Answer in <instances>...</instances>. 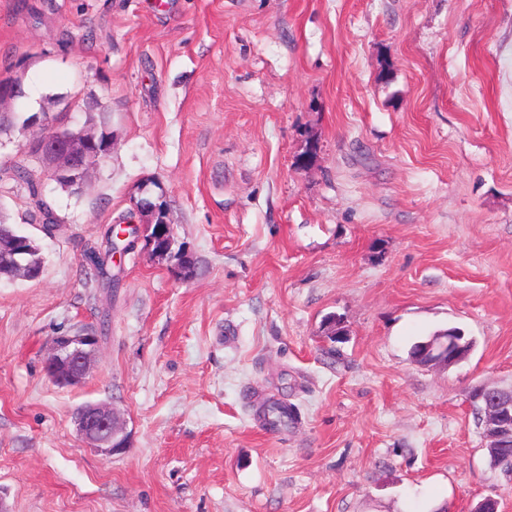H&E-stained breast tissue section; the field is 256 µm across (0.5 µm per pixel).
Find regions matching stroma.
I'll return each instance as SVG.
<instances>
[{
    "label": "stroma",
    "mask_w": 512,
    "mask_h": 512,
    "mask_svg": "<svg viewBox=\"0 0 512 512\" xmlns=\"http://www.w3.org/2000/svg\"><path fill=\"white\" fill-rule=\"evenodd\" d=\"M26 118L86 119L112 151L82 192L37 180L62 226L39 280H0L7 512H512L469 395L512 389V0H0V77ZM178 251L81 255L141 195ZM451 327L447 368L410 357ZM93 333L85 383L45 370ZM296 421L269 430L265 400ZM112 404L129 443L86 447ZM76 431L89 448L107 455L127 448L129 434L120 412L105 403H87L74 415Z\"/></svg>",
    "instance_id": "stroma-1"
}]
</instances>
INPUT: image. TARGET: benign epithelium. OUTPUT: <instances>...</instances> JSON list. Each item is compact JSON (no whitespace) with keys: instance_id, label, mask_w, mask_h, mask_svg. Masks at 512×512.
<instances>
[{"instance_id":"benign-epithelium-1","label":"benign epithelium","mask_w":512,"mask_h":512,"mask_svg":"<svg viewBox=\"0 0 512 512\" xmlns=\"http://www.w3.org/2000/svg\"><path fill=\"white\" fill-rule=\"evenodd\" d=\"M26 153L38 161L50 177L74 191L87 185L90 170L112 151V135L106 130L85 125L73 128L58 118L44 131L31 137ZM140 224L158 225L157 233L167 229L168 220L158 218L156 207L142 200L136 204ZM0 255L9 259L16 277L28 281L40 278L27 262V238L21 234L0 238ZM98 337L92 334L63 335L54 339L46 361L48 374L62 386L83 384L95 360ZM470 340L460 331L434 336L425 344L414 362L431 368H449L466 359ZM479 391L471 394L470 406L476 411L483 437L492 448L512 447V397L501 396L492 406H480ZM76 431L84 443L104 454L112 455L128 447L129 434L120 412L105 403H87L74 415Z\"/></svg>"}]
</instances>
